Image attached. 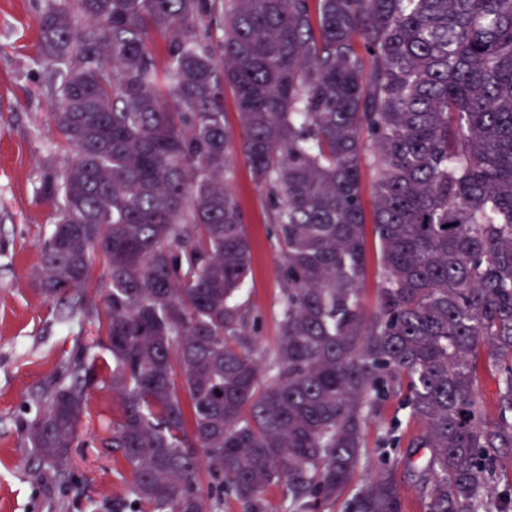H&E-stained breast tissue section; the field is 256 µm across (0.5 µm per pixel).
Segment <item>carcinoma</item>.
Wrapping results in <instances>:
<instances>
[{"label":"carcinoma","instance_id":"obj_1","mask_svg":"<svg viewBox=\"0 0 512 512\" xmlns=\"http://www.w3.org/2000/svg\"><path fill=\"white\" fill-rule=\"evenodd\" d=\"M37 23L75 158L40 184L56 224L34 277L78 307L103 265L112 361L103 374L81 354L42 387L22 425L42 471L64 477L102 384L121 413L101 444L133 477L112 512H219L226 494L266 512L279 484L297 512L341 498L345 512H402L390 456L354 483L366 427L397 395L422 426L426 512H512V487L495 484L496 449L512 448V0H44ZM236 152L282 252L267 363L239 302L251 251ZM376 179L374 171H366L364 175L365 195H364V208L366 213V222L369 225V257L365 282V296L364 307L367 314H373L378 305L377 288H379L380 280V267L378 263V256L373 251V237L371 234L373 224V199L371 194V184ZM479 394L484 402L488 420H494L497 417V392L498 376L495 371L480 368Z\"/></svg>","mask_w":512,"mask_h":512}]
</instances>
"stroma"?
I'll return each mask as SVG.
<instances>
[{"mask_svg": "<svg viewBox=\"0 0 512 512\" xmlns=\"http://www.w3.org/2000/svg\"><path fill=\"white\" fill-rule=\"evenodd\" d=\"M43 0H0V512H110L132 477L118 473L111 449L102 446L105 425L119 413L109 388L91 387L85 416L68 464L69 479L42 475L26 439L24 420L34 416L36 397L62 362L79 348L106 360L95 344L101 296L83 310L70 297L42 293L31 272L41 262L55 206L40 198L44 175L66 166L51 120L47 62L37 15ZM252 245V268L244 298L259 315L260 354L278 337L281 253L268 219L266 194L250 168L235 160L231 179Z\"/></svg>", "mask_w": 512, "mask_h": 512, "instance_id": "1", "label": "stroma"}]
</instances>
